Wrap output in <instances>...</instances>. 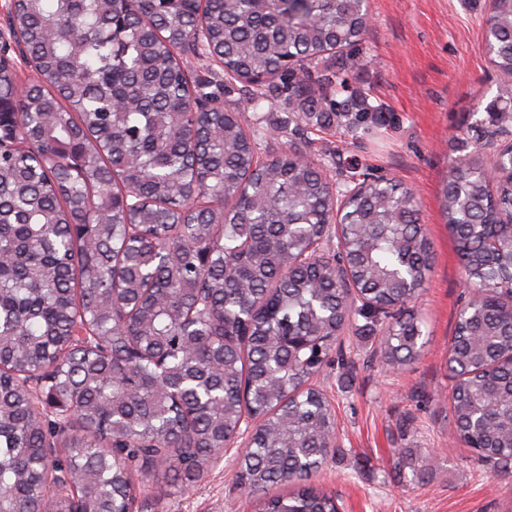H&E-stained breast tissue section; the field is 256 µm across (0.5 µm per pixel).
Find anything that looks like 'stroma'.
Wrapping results in <instances>:
<instances>
[{"instance_id": "1", "label": "stroma", "mask_w": 512, "mask_h": 512, "mask_svg": "<svg viewBox=\"0 0 512 512\" xmlns=\"http://www.w3.org/2000/svg\"><path fill=\"white\" fill-rule=\"evenodd\" d=\"M364 46L368 65L355 76L399 117L381 146L359 150L376 175L416 194L435 259L415 306L427 343L413 370L393 371L377 337L356 329L342 337L344 360H329L315 378L337 420L338 451L311 478L340 512H512V467L476 460L448 438L450 382L445 360L456 316L469 295L439 210L452 138L466 131L482 96L502 81L483 49L489 0H370ZM428 468L424 482L400 469L401 453ZM239 452L184 486L149 481L137 512H253L236 480Z\"/></svg>"}]
</instances>
